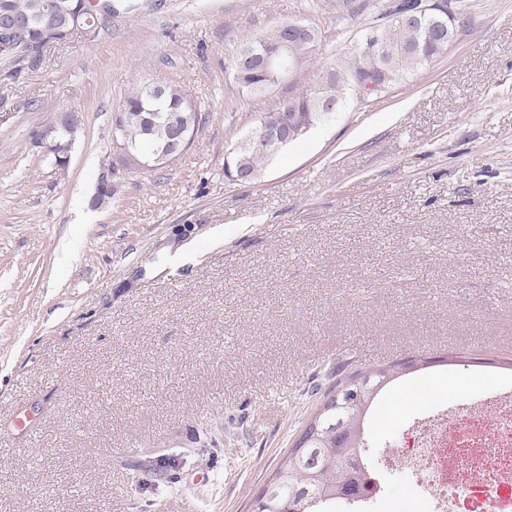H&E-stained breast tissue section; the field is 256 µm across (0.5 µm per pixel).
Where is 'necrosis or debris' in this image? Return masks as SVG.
Returning a JSON list of instances; mask_svg holds the SVG:
<instances>
[{
    "label": "necrosis or debris",
    "instance_id": "4bbe7bcc",
    "mask_svg": "<svg viewBox=\"0 0 512 512\" xmlns=\"http://www.w3.org/2000/svg\"><path fill=\"white\" fill-rule=\"evenodd\" d=\"M403 459L429 512H512V391L493 412L479 399L459 411L436 402Z\"/></svg>",
    "mask_w": 512,
    "mask_h": 512
}]
</instances>
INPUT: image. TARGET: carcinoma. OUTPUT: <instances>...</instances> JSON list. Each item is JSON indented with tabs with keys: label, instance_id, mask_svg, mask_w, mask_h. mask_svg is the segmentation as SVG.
Instances as JSON below:
<instances>
[{
	"label": "carcinoma",
	"instance_id": "carcinoma-1",
	"mask_svg": "<svg viewBox=\"0 0 512 512\" xmlns=\"http://www.w3.org/2000/svg\"><path fill=\"white\" fill-rule=\"evenodd\" d=\"M449 15L450 38L436 39L426 28L409 27L389 17L398 11L394 5L383 7L378 24L368 25L360 36L341 56L321 67L315 88L301 90L282 99L261 115L268 131H273L280 116L293 114L301 124L311 121L319 124L317 104L345 96L361 73L355 48L366 42L372 30L377 29L385 41V52L367 61L369 67L381 71L385 88L401 82L408 76L431 65L448 52L459 28L465 26V5L456 0ZM6 6L32 21L26 34L7 41L0 37V70L16 78L25 71L23 64L33 69L40 66L47 52L58 45L72 42L71 34H60L53 41L42 38L41 30L46 21L64 27L70 13H87L92 18L93 29L107 27L112 18V8L107 3L91 0H9ZM286 24L281 23L249 38L241 52H253L262 43L276 44L284 38ZM317 41L316 31H311L304 42L288 44V61L296 71L311 61ZM234 80L247 94L261 97L276 82L265 70L249 66L232 67ZM113 119L119 121L124 138L130 148L139 153H150L154 148L173 140L175 127L198 130L202 122L201 102L184 85L174 83L154 85L140 82L123 98L114 111ZM243 136L230 149L224 161V175L235 179L245 171L251 178L260 174L261 165L276 155L257 146L247 144ZM416 365L406 360L382 368L348 369L349 363L336 366V383L322 407L306 426L288 458L277 469L266 487L255 498L254 512H291L298 506L302 512H335L329 505L346 500L345 485L351 482L355 467L349 464L352 455L365 447L364 423L388 379L399 371Z\"/></svg>",
	"mask_w": 512,
	"mask_h": 512
}]
</instances>
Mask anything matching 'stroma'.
Masks as SVG:
<instances>
[{"mask_svg":"<svg viewBox=\"0 0 512 512\" xmlns=\"http://www.w3.org/2000/svg\"><path fill=\"white\" fill-rule=\"evenodd\" d=\"M377 0H112L107 29L0 73V512H248L334 383L337 360L465 356L375 412L377 512H426L387 465L429 407L495 388L512 359V0L412 79L316 126L249 183L224 176L259 116L314 88ZM318 31L266 96L232 67L250 35ZM205 104L192 145L96 205L135 83ZM82 112L65 169L33 134ZM183 464L141 486L157 455Z\"/></svg>","mask_w":512,"mask_h":512,"instance_id":"stroma-1","label":"stroma"}]
</instances>
